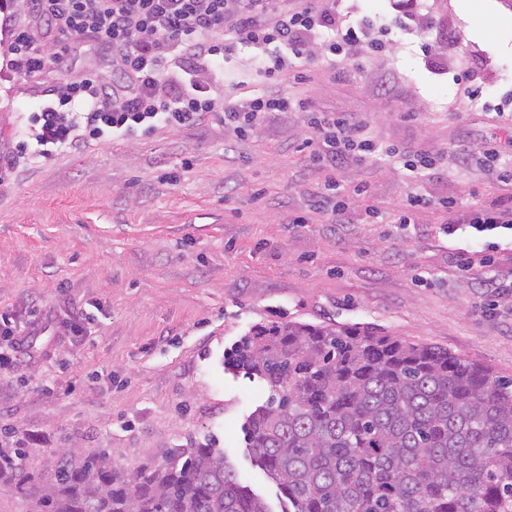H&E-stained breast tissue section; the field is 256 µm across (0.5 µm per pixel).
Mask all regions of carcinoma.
Listing matches in <instances>:
<instances>
[{"mask_svg":"<svg viewBox=\"0 0 512 512\" xmlns=\"http://www.w3.org/2000/svg\"><path fill=\"white\" fill-rule=\"evenodd\" d=\"M227 364L269 390L244 431L283 512H512V379L368 327L290 320L256 327ZM45 452L48 475L0 444V483L26 512H271L212 444L135 470Z\"/></svg>","mask_w":512,"mask_h":512,"instance_id":"1","label":"carcinoma"}]
</instances>
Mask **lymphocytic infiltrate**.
I'll list each match as a JSON object with an SVG mask.
<instances>
[{
  "label": "lymphocytic infiltrate",
  "instance_id": "obj_1",
  "mask_svg": "<svg viewBox=\"0 0 512 512\" xmlns=\"http://www.w3.org/2000/svg\"><path fill=\"white\" fill-rule=\"evenodd\" d=\"M28 19L13 28L11 68L47 97L31 113L29 141L17 154L0 155V186L8 183L19 155L44 158L92 141L149 133L156 127H187L216 114L225 127L244 134L268 112L307 111L304 101L262 89L224 102L213 86L238 47L254 49L267 79L308 58L313 45L334 57L356 60L383 52L390 28L373 31L363 22L340 28L336 0H27ZM112 58L113 80L92 71L71 72L76 46ZM316 132L312 164L332 162L314 209L330 208L345 223L349 197L336 164L363 161L379 147L356 117L312 114Z\"/></svg>",
  "mask_w": 512,
  "mask_h": 512
}]
</instances>
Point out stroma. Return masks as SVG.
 I'll list each match as a JSON object with an SVG mask.
<instances>
[{
  "mask_svg": "<svg viewBox=\"0 0 512 512\" xmlns=\"http://www.w3.org/2000/svg\"><path fill=\"white\" fill-rule=\"evenodd\" d=\"M26 8L0 0V152L26 138L41 100L9 65ZM511 11L503 0L465 11L460 0H356V16L406 29L382 54L333 66L318 53L297 62L302 80L274 83L313 111L353 114L381 146L434 159L421 174L384 155L343 164L345 224L310 208L324 172L308 160L303 112L267 114L244 138L212 115L22 158L0 187V311L90 321L74 338L50 325L37 356L0 367V439L24 441L32 468L64 443L128 470L212 441L281 512L243 430L269 392L224 362L255 325L368 326L512 378V231L481 239L465 272L454 256L472 241L444 230L447 201L512 205V122L500 117L512 113V33L490 22ZM466 78L487 84L481 98L464 95ZM414 194L427 207L396 224ZM302 212L308 223H292Z\"/></svg>",
  "mask_w": 512,
  "mask_h": 512,
  "instance_id": "stroma-1",
  "label": "stroma"
}]
</instances>
